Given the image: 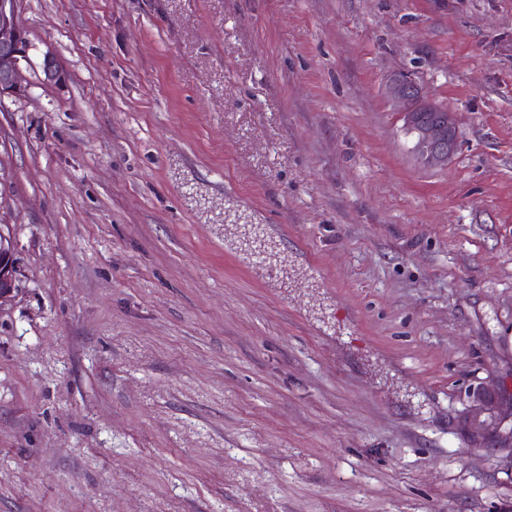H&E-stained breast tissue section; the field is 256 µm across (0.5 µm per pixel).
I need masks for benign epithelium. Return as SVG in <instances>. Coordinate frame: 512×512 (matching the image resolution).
Here are the masks:
<instances>
[{
  "instance_id": "benign-epithelium-1",
  "label": "benign epithelium",
  "mask_w": 512,
  "mask_h": 512,
  "mask_svg": "<svg viewBox=\"0 0 512 512\" xmlns=\"http://www.w3.org/2000/svg\"><path fill=\"white\" fill-rule=\"evenodd\" d=\"M35 45L16 18V0H0V98L28 94L31 82L25 70L36 69L42 85H61L65 76L57 59L45 52L35 64L30 52ZM384 94L398 112L403 129L412 139V152L421 163L445 168L456 152L458 123L454 113L425 96L415 83L401 74L391 75L384 85ZM16 289L14 246L0 230V305L8 301Z\"/></svg>"
}]
</instances>
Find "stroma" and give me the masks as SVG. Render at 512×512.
Instances as JSON below:
<instances>
[{
  "mask_svg": "<svg viewBox=\"0 0 512 512\" xmlns=\"http://www.w3.org/2000/svg\"><path fill=\"white\" fill-rule=\"evenodd\" d=\"M17 13L68 80L0 99V512H512V0ZM401 74H392L386 80L384 94L411 137L417 160L429 167L445 168L457 149L456 116L427 98L416 83L406 81ZM423 112L434 113L426 117ZM14 274V246L10 237L0 231V306L13 296L16 289Z\"/></svg>",
  "mask_w": 512,
  "mask_h": 512,
  "instance_id": "1",
  "label": "stroma"
}]
</instances>
